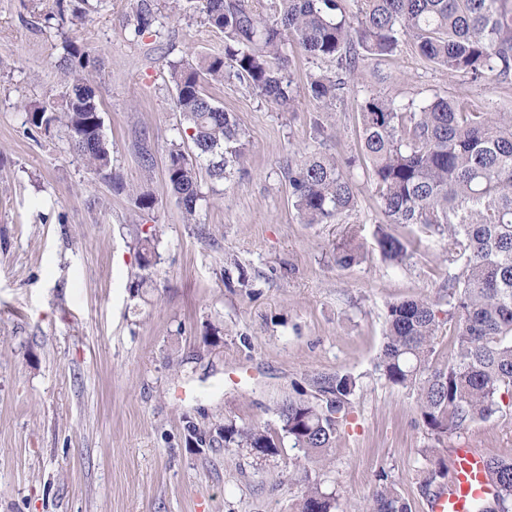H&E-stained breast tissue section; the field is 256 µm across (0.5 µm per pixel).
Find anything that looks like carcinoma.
Returning a JSON list of instances; mask_svg holds the SVG:
<instances>
[{"label":"carcinoma","mask_w":512,"mask_h":512,"mask_svg":"<svg viewBox=\"0 0 512 512\" xmlns=\"http://www.w3.org/2000/svg\"><path fill=\"white\" fill-rule=\"evenodd\" d=\"M58 0L46 16L78 25L85 8ZM203 24L224 34V52L172 66L181 138L167 150L165 185L191 222L203 194L200 169L215 181L230 178L242 159L241 132L234 115L216 105L203 82L236 80L272 107L292 110L297 85L288 47L307 59L330 60L333 70L307 76L304 94L330 112L349 89L359 64L394 54L411 43L418 55L472 82L512 81V0H356L357 23L347 19V0H274L272 13L254 10L248 0H185ZM157 20L150 0H139L133 23L140 36ZM99 56L64 42L56 62V101L32 105L27 122L45 134L66 132L73 152L103 173L112 163L103 133L100 100L92 75ZM360 155L373 182L385 224L414 225L444 240L448 265V363L432 365L439 310L425 298L388 307L378 370L393 386L415 396L419 419L437 442L500 411L499 398L512 394V112L487 111L463 97H435L407 104L381 93L359 105ZM352 163L317 149L288 169L294 207L305 224L342 221L357 207ZM156 236L139 240L145 274L130 290L141 298L154 289ZM384 258L403 263L411 242L384 228L376 233ZM358 230L350 225L336 244V266L361 262ZM314 402L299 393L278 409L281 431L298 450L292 466L303 473L299 512H336L337 498L310 480L306 464L336 448L352 412L358 379L346 371L311 379ZM226 448H244L258 458L279 455L280 439L255 426L219 424ZM425 486L448 474L444 461L425 453ZM493 495L474 504L475 512H512V454L488 459ZM366 512H412L409 503L378 476Z\"/></svg>","instance_id":"1"}]
</instances>
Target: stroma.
I'll use <instances>...</instances> for the list:
<instances>
[{
    "label": "stroma",
    "mask_w": 512,
    "mask_h": 512,
    "mask_svg": "<svg viewBox=\"0 0 512 512\" xmlns=\"http://www.w3.org/2000/svg\"><path fill=\"white\" fill-rule=\"evenodd\" d=\"M143 35L136 0H104L78 27L46 24L57 0H0V512H298L296 449L257 459L198 445L186 429L221 421L280 430L278 405L318 373L359 378L352 413L311 479L335 492L338 512H362L379 473L428 512L425 449L447 458L459 443L490 457L512 451V401L503 411L435 442L416 401L376 370L390 304L423 297L446 309L448 263L438 237L390 225L412 241L403 265L385 260L374 232V188L355 168L358 206L340 224H304L287 172L318 148L358 157V105L371 93L399 101L464 96L512 109V82H472L421 60L412 44L360 64L334 111L298 96L271 108L237 82L207 92L232 112L244 145L233 180L202 178L197 221L185 223L165 188L180 138L172 64L221 52L222 33L175 17ZM99 54L110 175L90 171L62 129L30 130L25 108L55 94L63 41ZM340 138L318 137L316 123ZM153 165L144 168L138 141ZM151 190L137 212L113 178ZM354 224L364 258L342 269L334 246ZM156 234L155 288L132 296L137 238ZM248 287H240L239 274ZM220 327L207 336L208 325Z\"/></svg>",
    "instance_id": "stroma-1"
}]
</instances>
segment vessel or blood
Masks as SVG:
<instances>
[{
	"label": "vessel or blood",
	"instance_id": "1",
	"mask_svg": "<svg viewBox=\"0 0 512 512\" xmlns=\"http://www.w3.org/2000/svg\"><path fill=\"white\" fill-rule=\"evenodd\" d=\"M447 487L428 505L429 512H470L473 501L490 497L486 456L481 449L458 445L450 448Z\"/></svg>",
	"mask_w": 512,
	"mask_h": 512
}]
</instances>
